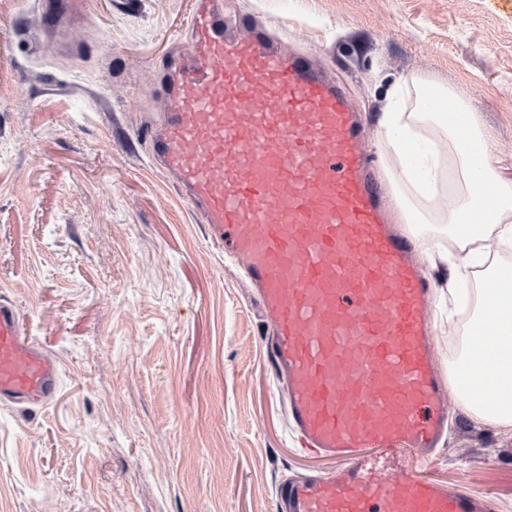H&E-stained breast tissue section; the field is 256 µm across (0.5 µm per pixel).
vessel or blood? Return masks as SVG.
I'll return each mask as SVG.
<instances>
[{
    "label": "vessel or blood",
    "mask_w": 512,
    "mask_h": 512,
    "mask_svg": "<svg viewBox=\"0 0 512 512\" xmlns=\"http://www.w3.org/2000/svg\"><path fill=\"white\" fill-rule=\"evenodd\" d=\"M85 0H46L65 31ZM146 131L153 166L175 180L254 288L270 334L268 363L286 387L289 426L338 470L282 480L280 512H494L489 494L398 476L378 458H433L448 426L435 355L432 288L412 241L389 222L385 191L345 93L306 53L257 21L224 26L223 0H197L185 49L162 79ZM60 366L0 299V401L43 407ZM479 399L499 380L461 371Z\"/></svg>",
    "instance_id": "1"
}]
</instances>
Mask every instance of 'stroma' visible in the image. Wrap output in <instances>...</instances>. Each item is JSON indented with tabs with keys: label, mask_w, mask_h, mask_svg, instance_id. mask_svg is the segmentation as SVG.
I'll return each instance as SVG.
<instances>
[{
	"label": "stroma",
	"mask_w": 512,
	"mask_h": 512,
	"mask_svg": "<svg viewBox=\"0 0 512 512\" xmlns=\"http://www.w3.org/2000/svg\"><path fill=\"white\" fill-rule=\"evenodd\" d=\"M194 0H87L68 47L43 51L38 0H0V296L60 364L47 407L0 402V512H278L281 476L328 473L302 452L263 346L259 305L144 132ZM312 53L359 111L382 180L401 173L377 126L413 73L464 98L512 182V0H224ZM434 296L446 237L418 235ZM433 465L512 512V431L449 401Z\"/></svg>",
	"instance_id": "1"
}]
</instances>
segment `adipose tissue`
Returning a JSON list of instances; mask_svg holds the SVG:
<instances>
[{
  "mask_svg": "<svg viewBox=\"0 0 512 512\" xmlns=\"http://www.w3.org/2000/svg\"><path fill=\"white\" fill-rule=\"evenodd\" d=\"M460 122L438 123L437 115L426 108L405 111L398 97L392 98L384 112L379 135L390 146L406 175L396 189V198L403 223L417 230L448 236L454 247L449 263L448 286H456L471 275L482 274L483 286L476 291L475 314L461 329L459 360L477 367L479 356L494 352L504 375L491 400L477 402L466 392L459 400L476 418L495 426L512 428V274H497L486 269L491 254L490 242L512 245V183L501 181L492 170L485 155L491 136L481 126L462 99H454ZM439 124L441 135L448 145V159L459 185L456 196L445 212L436 214L425 203L428 186L441 174L440 162L425 159L417 145L425 126ZM481 213L480 223L472 225L468 234L458 227L472 213ZM498 319L495 331L476 335V328L489 319Z\"/></svg>",
  "mask_w": 512,
  "mask_h": 512,
  "instance_id": "obj_1",
  "label": "adipose tissue"
}]
</instances>
